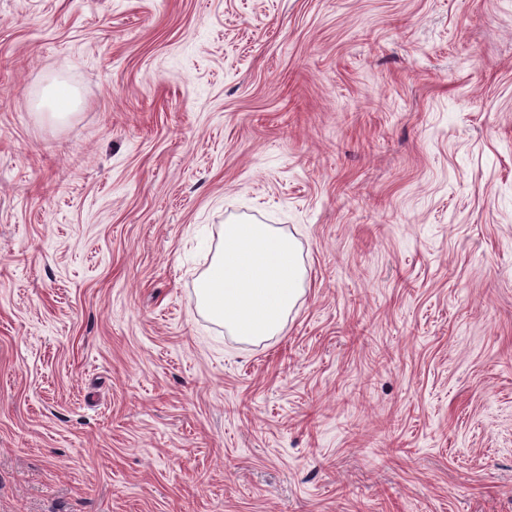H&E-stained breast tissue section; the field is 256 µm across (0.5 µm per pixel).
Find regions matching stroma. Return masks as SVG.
<instances>
[{
    "instance_id": "1",
    "label": "stroma",
    "mask_w": 512,
    "mask_h": 512,
    "mask_svg": "<svg viewBox=\"0 0 512 512\" xmlns=\"http://www.w3.org/2000/svg\"><path fill=\"white\" fill-rule=\"evenodd\" d=\"M0 512H512V0H0ZM296 243L270 224H226L224 243L195 286L196 306L234 336L278 334L300 297Z\"/></svg>"
}]
</instances>
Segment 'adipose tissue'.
Here are the masks:
<instances>
[{
  "label": "adipose tissue",
  "mask_w": 512,
  "mask_h": 512,
  "mask_svg": "<svg viewBox=\"0 0 512 512\" xmlns=\"http://www.w3.org/2000/svg\"><path fill=\"white\" fill-rule=\"evenodd\" d=\"M296 243L268 224H228L224 243L195 286L196 306L233 335L278 334L300 297Z\"/></svg>",
  "instance_id": "adipose-tissue-1"
}]
</instances>
